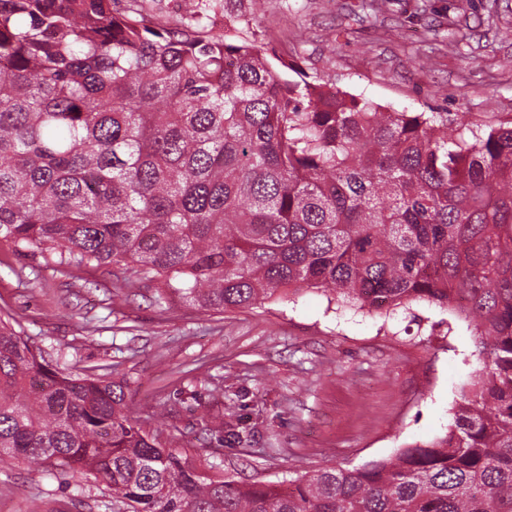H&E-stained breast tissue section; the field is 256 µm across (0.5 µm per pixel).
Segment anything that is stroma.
Returning <instances> with one entry per match:
<instances>
[{
    "instance_id": "1",
    "label": "stroma",
    "mask_w": 512,
    "mask_h": 512,
    "mask_svg": "<svg viewBox=\"0 0 512 512\" xmlns=\"http://www.w3.org/2000/svg\"><path fill=\"white\" fill-rule=\"evenodd\" d=\"M453 0H112L115 12L180 34L243 37L276 67L382 107L512 120V0H472L452 43ZM162 281L117 266L57 271L0 242V316L78 374L107 365L131 414L166 448H199L198 466L287 483L357 467L428 442L452 421L479 365L475 339L425 302L390 313L340 307L318 291L252 309L206 311ZM243 432L227 443L223 426ZM0 512H112L92 477L0 459Z\"/></svg>"
}]
</instances>
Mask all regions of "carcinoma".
Segmentation results:
<instances>
[{"label": "carcinoma", "instance_id": "obj_1", "mask_svg": "<svg viewBox=\"0 0 512 512\" xmlns=\"http://www.w3.org/2000/svg\"><path fill=\"white\" fill-rule=\"evenodd\" d=\"M0 239L220 313L426 301L485 355L444 434L283 488L160 446L108 368H51L0 320V456L100 479L112 512H512V124L385 110L111 0H0Z\"/></svg>", "mask_w": 512, "mask_h": 512}]
</instances>
